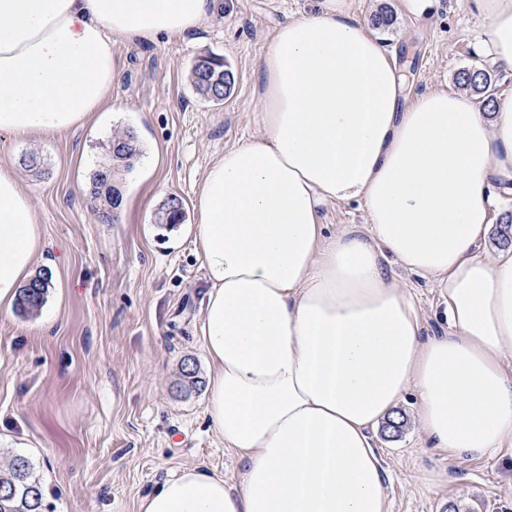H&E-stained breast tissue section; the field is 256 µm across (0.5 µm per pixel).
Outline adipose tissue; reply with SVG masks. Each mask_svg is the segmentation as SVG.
<instances>
[{"instance_id":"ef3b65f1","label":"adipose tissue","mask_w":512,"mask_h":512,"mask_svg":"<svg viewBox=\"0 0 512 512\" xmlns=\"http://www.w3.org/2000/svg\"><path fill=\"white\" fill-rule=\"evenodd\" d=\"M486 56L512 69V0H472ZM221 0H0V133L88 124L121 42L155 45ZM259 131L197 193L193 237L209 285L199 328L207 413L236 483L194 467L137 512H387L371 432L407 393L449 458L512 446V249L482 248L492 190L512 195V99L404 100L393 56L347 0L281 24L259 65ZM362 201L368 233L333 232L324 205ZM43 253L32 196L0 168V310ZM427 278L447 335L423 338L388 265Z\"/></svg>"}]
</instances>
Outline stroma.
Masks as SVG:
<instances>
[{
  "label": "stroma",
  "mask_w": 512,
  "mask_h": 512,
  "mask_svg": "<svg viewBox=\"0 0 512 512\" xmlns=\"http://www.w3.org/2000/svg\"><path fill=\"white\" fill-rule=\"evenodd\" d=\"M320 0H222L220 14L186 37L113 48L119 78L104 114L41 139L0 134V166L16 170L34 199L44 240L36 270L51 287L40 312H0V473L14 456L31 463L44 512H137L138 500L182 469L234 482V455L206 412L208 363L199 340L207 284L193 243L196 194L225 149L257 133L260 59L277 27ZM362 21L381 6L396 21L376 36L408 71L410 91L457 90V72L486 63L470 0H430L408 14L402 0H348ZM223 57L233 85L223 102L195 91L191 72ZM134 129L141 153L114 183L124 217L99 223L91 194L116 133ZM40 165L21 167L22 153ZM179 198L184 223H156ZM425 334L448 325L425 279L402 274ZM193 358L199 382L181 388ZM406 396L375 431L389 512H512V449L496 458L449 460L428 447ZM445 470L440 486L426 480Z\"/></svg>",
  "instance_id": "1"
}]
</instances>
